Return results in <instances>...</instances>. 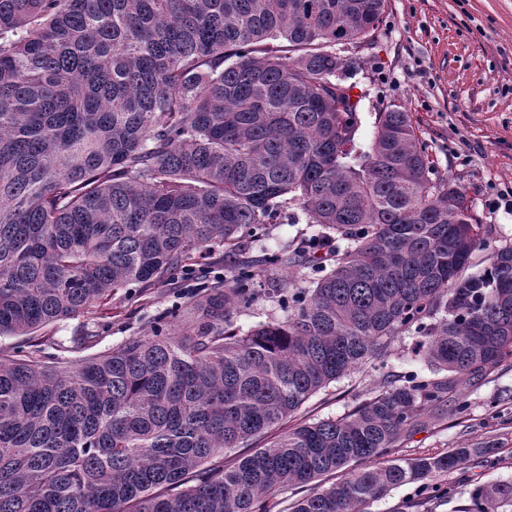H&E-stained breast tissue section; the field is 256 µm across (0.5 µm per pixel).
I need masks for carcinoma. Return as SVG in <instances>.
<instances>
[{"label":"carcinoma","mask_w":512,"mask_h":512,"mask_svg":"<svg viewBox=\"0 0 512 512\" xmlns=\"http://www.w3.org/2000/svg\"><path fill=\"white\" fill-rule=\"evenodd\" d=\"M386 2L0 0V337H22L0 352V512H271L337 471L288 512H365L494 452L378 461L512 359V246L467 273L478 225L409 113H375L359 141L356 68L328 47L376 30ZM302 219L318 230L251 256L265 225ZM219 247L228 275L183 296L185 330L87 353L118 293ZM272 268L284 317L244 331L233 314ZM84 314L82 335L48 333ZM406 334L428 372L256 445ZM504 506L512 484L456 512Z\"/></svg>","instance_id":"obj_1"}]
</instances>
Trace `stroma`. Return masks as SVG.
Masks as SVG:
<instances>
[{
  "instance_id": "35a3bbf8",
  "label": "stroma",
  "mask_w": 512,
  "mask_h": 512,
  "mask_svg": "<svg viewBox=\"0 0 512 512\" xmlns=\"http://www.w3.org/2000/svg\"><path fill=\"white\" fill-rule=\"evenodd\" d=\"M335 52L358 66L350 95L365 118L363 140L373 137L376 113L394 107L409 112L438 178L465 195L482 226L471 270L482 272L495 250L512 246V208L500 201L512 190V0H388L369 37L336 45ZM186 286L179 277L148 299L114 298L104 347L142 333L155 315L175 307ZM414 346V337L396 338L385 369L365 364L330 383L304 404L296 422L348 413L375 390L382 372L420 370ZM461 398L468 403L466 413L449 414L443 424L413 434L397 454L484 448L487 456L426 484L403 485L367 512H406V503L418 499L430 512H456L476 486L512 483V360L448 395L452 404Z\"/></svg>"
}]
</instances>
